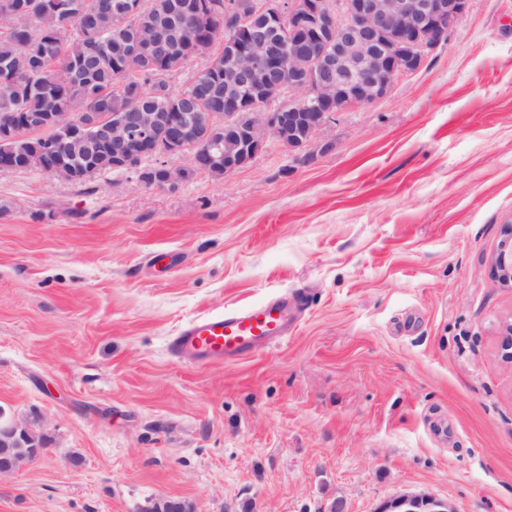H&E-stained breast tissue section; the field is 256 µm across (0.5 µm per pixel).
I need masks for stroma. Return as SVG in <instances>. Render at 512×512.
I'll return each mask as SVG.
<instances>
[{"mask_svg":"<svg viewBox=\"0 0 512 512\" xmlns=\"http://www.w3.org/2000/svg\"><path fill=\"white\" fill-rule=\"evenodd\" d=\"M302 163L147 188L0 170V409L42 456L0 512H374L425 493L512 512V0H470L419 70L337 113ZM302 305L205 366L198 316ZM491 273L504 288H512V248H501L491 261Z\"/></svg>","mask_w":512,"mask_h":512,"instance_id":"1","label":"stroma"}]
</instances>
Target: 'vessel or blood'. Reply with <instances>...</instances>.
Segmentation results:
<instances>
[{
    "label": "vessel or blood",
    "instance_id": "obj_1",
    "mask_svg": "<svg viewBox=\"0 0 512 512\" xmlns=\"http://www.w3.org/2000/svg\"><path fill=\"white\" fill-rule=\"evenodd\" d=\"M287 330L284 308L264 302L196 318L174 337L171 349L204 366L228 356H246L257 347L279 341Z\"/></svg>",
    "mask_w": 512,
    "mask_h": 512
}]
</instances>
